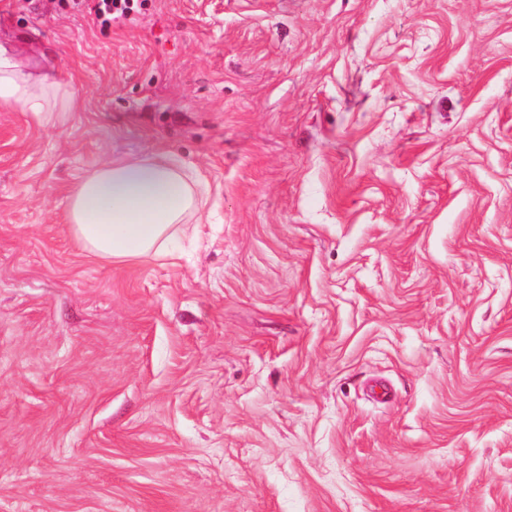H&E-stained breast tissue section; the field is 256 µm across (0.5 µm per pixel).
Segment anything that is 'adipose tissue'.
<instances>
[{"instance_id": "1", "label": "adipose tissue", "mask_w": 512, "mask_h": 512, "mask_svg": "<svg viewBox=\"0 0 512 512\" xmlns=\"http://www.w3.org/2000/svg\"><path fill=\"white\" fill-rule=\"evenodd\" d=\"M32 60L0 43V110L53 126L75 111L73 88L54 74L32 72ZM206 183L192 169L156 151L101 162L68 196L72 237L100 262L130 265L170 259L172 241L202 222Z\"/></svg>"}]
</instances>
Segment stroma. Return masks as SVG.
<instances>
[{"label": "stroma", "instance_id": "obj_1", "mask_svg": "<svg viewBox=\"0 0 512 512\" xmlns=\"http://www.w3.org/2000/svg\"><path fill=\"white\" fill-rule=\"evenodd\" d=\"M96 2L0 0L77 96L0 111V512H512V0ZM158 147L199 245L88 256ZM206 183L164 151L105 160L71 189L72 237L100 262L174 259L172 241L202 224Z\"/></svg>", "mask_w": 512, "mask_h": 512}]
</instances>
